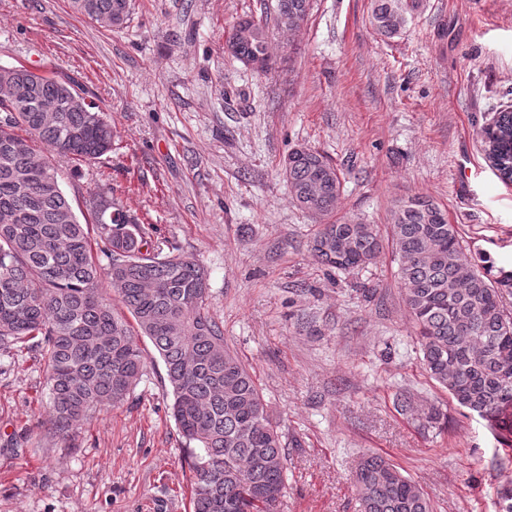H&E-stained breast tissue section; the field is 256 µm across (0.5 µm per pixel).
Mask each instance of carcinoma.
I'll use <instances>...</instances> for the list:
<instances>
[{
    "label": "carcinoma",
    "mask_w": 512,
    "mask_h": 512,
    "mask_svg": "<svg viewBox=\"0 0 512 512\" xmlns=\"http://www.w3.org/2000/svg\"><path fill=\"white\" fill-rule=\"evenodd\" d=\"M73 11L107 29L129 20L132 0H69ZM422 0H373L372 23L386 38L404 30ZM312 0H263L262 15L239 19L224 50L248 67L271 65L269 28L293 31ZM485 157L512 183V109L484 127ZM92 162L112 151L106 113L76 83L23 66L0 67V350L33 342L46 372L50 433L73 436L104 404H123L142 379L139 339L162 359L171 414L191 447L193 512H276L285 485L282 434L269 418L249 370L224 343L209 308L205 268L176 243L148 241L149 228L99 187L92 245L55 169L35 148ZM296 205L325 218L336 210L340 172L304 145L288 153L285 174ZM404 301L428 376L457 406L512 439V314L502 289L512 271L481 264L461 243L447 212L426 197L397 201L388 225ZM314 259L350 274L383 250L375 224H321L309 241ZM358 512H432L421 489L380 455L364 457L355 478Z\"/></svg>",
    "instance_id": "carcinoma-1"
}]
</instances>
